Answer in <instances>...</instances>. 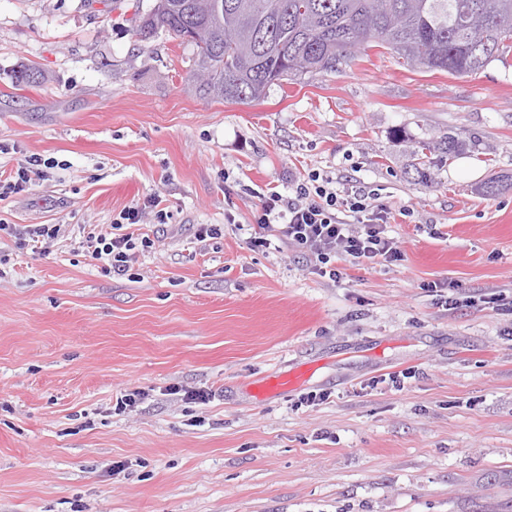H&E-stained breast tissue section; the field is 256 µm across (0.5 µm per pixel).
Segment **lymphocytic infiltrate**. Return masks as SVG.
<instances>
[{
	"mask_svg": "<svg viewBox=\"0 0 512 512\" xmlns=\"http://www.w3.org/2000/svg\"><path fill=\"white\" fill-rule=\"evenodd\" d=\"M162 199L151 196L144 205L123 209L112 223L91 228L83 245L103 272L126 274L139 249L153 247L148 223H166ZM260 235L250 237V249L269 247L278 239L306 256L314 273L339 279L340 261L371 264L400 259L401 250L388 233V211L373 194L354 190L339 195L329 180L310 176L289 184L287 191L259 194L256 206Z\"/></svg>",
	"mask_w": 512,
	"mask_h": 512,
	"instance_id": "f902f5d3",
	"label": "lymphocytic infiltrate"
}]
</instances>
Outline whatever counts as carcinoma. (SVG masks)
Returning a JSON list of instances; mask_svg holds the SVG:
<instances>
[{
  "instance_id": "obj_1",
  "label": "carcinoma",
  "mask_w": 512,
  "mask_h": 512,
  "mask_svg": "<svg viewBox=\"0 0 512 512\" xmlns=\"http://www.w3.org/2000/svg\"><path fill=\"white\" fill-rule=\"evenodd\" d=\"M197 30L192 88L235 103L261 100L302 77L382 48L428 71L476 74L512 49V0H156L138 34ZM446 133L415 142V170L464 150Z\"/></svg>"
}]
</instances>
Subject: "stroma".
Returning <instances> with one entry per match:
<instances>
[{"mask_svg":"<svg viewBox=\"0 0 512 512\" xmlns=\"http://www.w3.org/2000/svg\"><path fill=\"white\" fill-rule=\"evenodd\" d=\"M154 3L0 0V177L54 162L0 219L60 227L0 231V512H512V187L481 192L512 175V51L453 76L374 48L230 103L188 87L192 45L137 35ZM397 129L467 147L423 179ZM314 173L375 191L402 260L333 281L248 249L256 193ZM155 194L154 248L102 274L83 227ZM19 226V227H16ZM0 231H7L13 235L20 249L31 246V250L42 248V243L52 241L57 238L60 227L56 224H0Z\"/></svg>","mask_w":512,"mask_h":512,"instance_id":"1","label":"stroma"}]
</instances>
